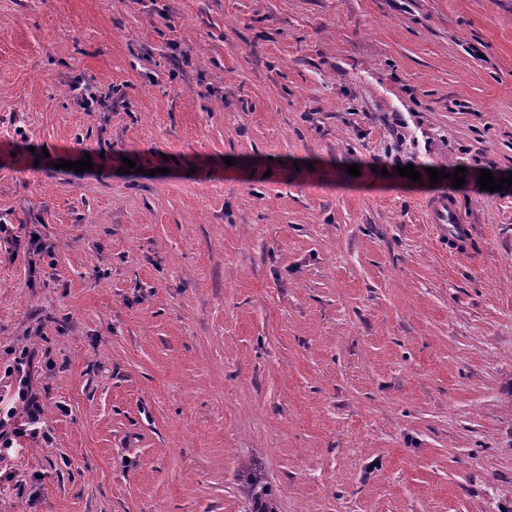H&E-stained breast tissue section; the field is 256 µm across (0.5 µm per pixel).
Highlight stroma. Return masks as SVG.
<instances>
[{"label":"stroma","instance_id":"stroma-1","mask_svg":"<svg viewBox=\"0 0 512 512\" xmlns=\"http://www.w3.org/2000/svg\"><path fill=\"white\" fill-rule=\"evenodd\" d=\"M482 169L512 175V0H0V417L25 357L44 430L0 512H247L256 464L278 512H512ZM428 224L437 246L457 258L467 257L464 248L473 230L470 224H464L458 217L453 205L446 198L429 200L425 204ZM450 243L455 247H450Z\"/></svg>","mask_w":512,"mask_h":512}]
</instances>
